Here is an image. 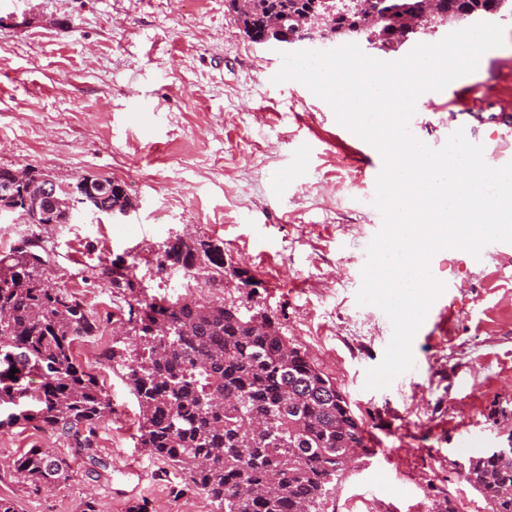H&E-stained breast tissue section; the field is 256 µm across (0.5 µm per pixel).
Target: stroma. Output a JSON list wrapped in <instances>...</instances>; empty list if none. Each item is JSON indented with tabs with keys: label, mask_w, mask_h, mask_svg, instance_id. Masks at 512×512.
<instances>
[{
	"label": "stroma",
	"mask_w": 512,
	"mask_h": 512,
	"mask_svg": "<svg viewBox=\"0 0 512 512\" xmlns=\"http://www.w3.org/2000/svg\"><path fill=\"white\" fill-rule=\"evenodd\" d=\"M491 21L503 24L505 44L470 75L486 90L482 111L451 113L425 96L416 103L409 130L432 148L444 146L452 123L474 143L495 131L512 141V116L499 108L501 86L512 87V21ZM459 29L435 26L388 51L358 45L394 62ZM338 46L253 43L225 0H0V166L34 167L64 184L109 177L126 183L133 203L128 215L86 210L71 224L0 219V255L39 236L51 283L100 320L101 335L74 356L113 407L96 432L103 465L93 470L60 434L23 422L0 428V498L19 512H82L91 496L103 512H218L139 446L140 407L104 358L115 344L133 349L135 299L186 294L267 311L346 395L372 447L338 477L328 512L347 503L368 512L372 501L382 512H429L459 494L465 512H485L460 475L457 444L477 438L479 456L512 441V271L486 254L437 252L429 268L447 286V333L417 331L420 370L366 388L392 337L387 316L356 301L382 227L376 184L361 176L364 158L337 149L339 124L325 101L301 83L272 82L283 53ZM134 109L137 131L125 124ZM178 236L222 243L254 287L215 274L186 290L183 274L160 270L150 252ZM117 257L132 266L136 289L103 275ZM35 446L66 456L70 478L38 487L18 475L14 461Z\"/></svg>",
	"instance_id": "obj_1"
}]
</instances>
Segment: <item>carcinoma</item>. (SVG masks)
<instances>
[{"instance_id": "cac0c4a2", "label": "carcinoma", "mask_w": 512, "mask_h": 512, "mask_svg": "<svg viewBox=\"0 0 512 512\" xmlns=\"http://www.w3.org/2000/svg\"><path fill=\"white\" fill-rule=\"evenodd\" d=\"M426 0H362L379 16L389 41L404 35V20ZM501 0H439L454 21L496 15ZM311 0H251L236 16L258 44L267 18L294 25ZM93 187L121 206L126 189ZM31 223L69 224L64 205L43 202ZM224 247L198 238L163 244L159 266L193 273L224 271ZM129 312L136 353L112 347L108 360L135 394L141 412L140 446L181 474L186 484L216 502L220 512H325L332 484L347 466L336 450L367 451L366 431L336 381L281 332L274 316L247 307L166 297L137 301ZM0 427L36 423L67 436L76 453L99 465L100 421L112 400L98 377L74 358L73 344L96 336L100 324L84 302L54 288L30 261L0 256ZM17 369L11 373V369ZM32 483L67 480L71 464L51 448H31L14 463ZM464 480L479 491L486 512H512V457L493 452L470 457Z\"/></svg>"}]
</instances>
